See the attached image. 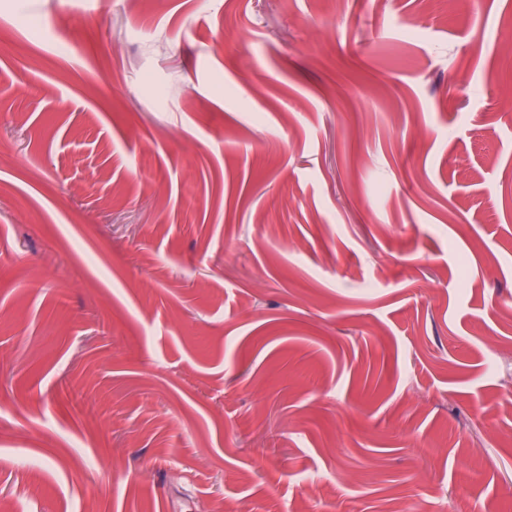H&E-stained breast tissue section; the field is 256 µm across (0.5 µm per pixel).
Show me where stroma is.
Returning <instances> with one entry per match:
<instances>
[{"label":"stroma","mask_w":512,"mask_h":512,"mask_svg":"<svg viewBox=\"0 0 512 512\" xmlns=\"http://www.w3.org/2000/svg\"><path fill=\"white\" fill-rule=\"evenodd\" d=\"M0 0V512H512V0Z\"/></svg>","instance_id":"obj_1"}]
</instances>
